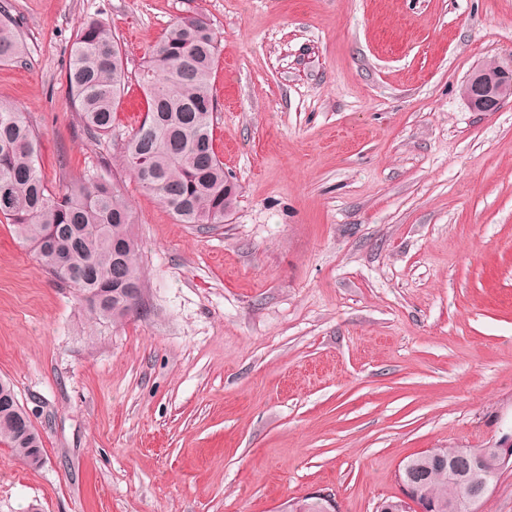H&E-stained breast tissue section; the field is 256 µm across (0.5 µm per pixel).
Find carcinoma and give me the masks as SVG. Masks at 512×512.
Listing matches in <instances>:
<instances>
[{"label":"carcinoma","instance_id":"1","mask_svg":"<svg viewBox=\"0 0 512 512\" xmlns=\"http://www.w3.org/2000/svg\"><path fill=\"white\" fill-rule=\"evenodd\" d=\"M20 39L0 21V62L22 55ZM219 47L210 24L198 15L180 18L153 45L138 74L147 104L145 116L125 144L123 162L140 185L182 224L224 223V163L214 149L215 99L212 75ZM118 40L100 21L90 18L72 44L67 82L77 115L89 131L112 130L113 111L125 89ZM0 216L14 226L48 273H61L84 295L108 282L117 289L91 314L125 316L120 289L141 282L140 248L132 234V208L115 186L94 173L52 192L39 170L37 134L24 112L0 101ZM122 245L118 254L112 242ZM14 413L0 407V443L24 461L43 447L36 428L26 437ZM423 492L437 512H448L457 497L448 470L431 468Z\"/></svg>","mask_w":512,"mask_h":512}]
</instances>
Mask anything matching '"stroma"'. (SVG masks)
<instances>
[{
	"label": "stroma",
	"instance_id": "stroma-1",
	"mask_svg": "<svg viewBox=\"0 0 512 512\" xmlns=\"http://www.w3.org/2000/svg\"><path fill=\"white\" fill-rule=\"evenodd\" d=\"M219 41L215 149L238 186L182 224L80 123L70 50L90 17L129 74L179 17ZM25 46L0 100L51 189L86 171L131 202L142 297L98 320L0 217V379L39 430L0 443V512H278L321 490L376 512L430 448L512 431V103L459 88L512 65V0H0ZM461 95L475 112H495L512 98V66L488 64L472 70L460 86Z\"/></svg>",
	"mask_w": 512,
	"mask_h": 512
}]
</instances>
